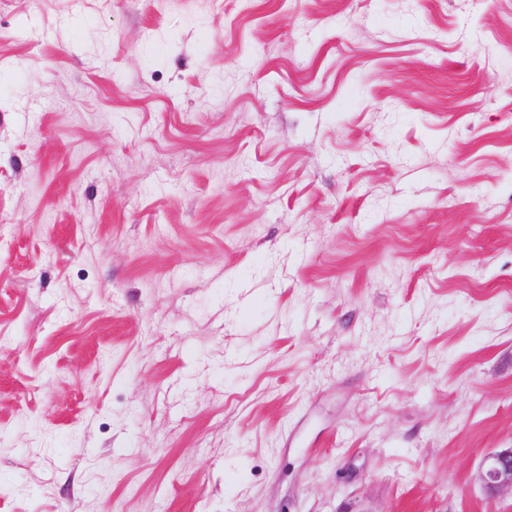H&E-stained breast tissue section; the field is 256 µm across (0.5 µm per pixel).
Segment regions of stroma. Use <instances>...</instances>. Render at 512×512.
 Listing matches in <instances>:
<instances>
[{"instance_id": "stroma-1", "label": "stroma", "mask_w": 512, "mask_h": 512, "mask_svg": "<svg viewBox=\"0 0 512 512\" xmlns=\"http://www.w3.org/2000/svg\"><path fill=\"white\" fill-rule=\"evenodd\" d=\"M512 0H0V512H512ZM479 477L490 496L506 490L512 493V447L486 456Z\"/></svg>"}]
</instances>
